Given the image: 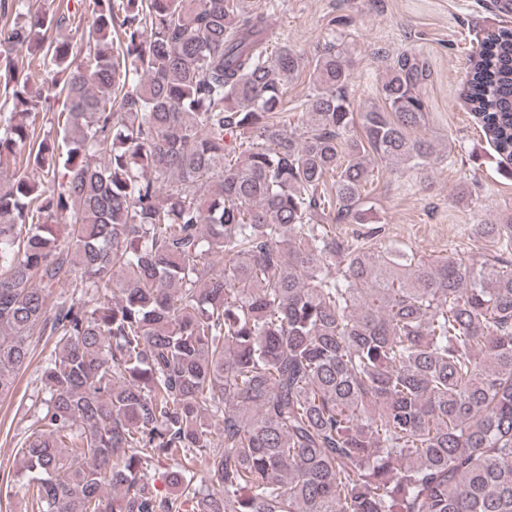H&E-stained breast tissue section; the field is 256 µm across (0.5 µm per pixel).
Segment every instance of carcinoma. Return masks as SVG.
Returning <instances> with one entry per match:
<instances>
[{
	"instance_id": "carcinoma-1",
	"label": "carcinoma",
	"mask_w": 512,
	"mask_h": 512,
	"mask_svg": "<svg viewBox=\"0 0 512 512\" xmlns=\"http://www.w3.org/2000/svg\"><path fill=\"white\" fill-rule=\"evenodd\" d=\"M89 5L0 0V398L55 337L15 451L31 512H512V261L327 230L368 223L371 159L429 164L424 67L397 56L357 112L331 38L297 134L272 0ZM463 96L512 161V27ZM473 231L511 245L512 216Z\"/></svg>"
}]
</instances>
